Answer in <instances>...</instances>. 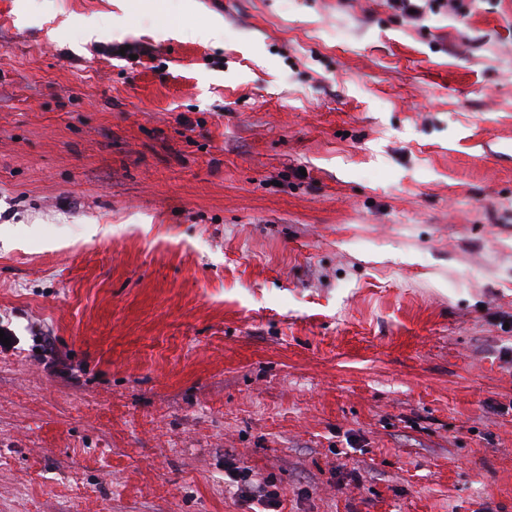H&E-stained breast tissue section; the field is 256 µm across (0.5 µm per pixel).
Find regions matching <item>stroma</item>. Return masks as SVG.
<instances>
[{
	"mask_svg": "<svg viewBox=\"0 0 512 512\" xmlns=\"http://www.w3.org/2000/svg\"><path fill=\"white\" fill-rule=\"evenodd\" d=\"M3 329L0 512H512V0H0ZM393 7H397L401 10L402 14L410 20H420L426 9L430 11L440 10L442 8L458 10L461 4L459 0H389ZM416 2H423L422 5ZM410 10H415V13H410Z\"/></svg>",
	"mask_w": 512,
	"mask_h": 512,
	"instance_id": "1",
	"label": "stroma"
}]
</instances>
